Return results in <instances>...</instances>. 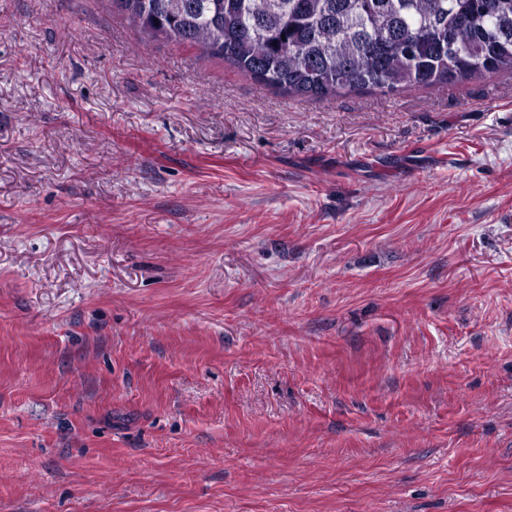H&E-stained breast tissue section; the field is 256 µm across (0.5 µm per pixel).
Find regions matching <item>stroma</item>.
I'll return each instance as SVG.
<instances>
[{
	"label": "stroma",
	"instance_id": "obj_1",
	"mask_svg": "<svg viewBox=\"0 0 512 512\" xmlns=\"http://www.w3.org/2000/svg\"><path fill=\"white\" fill-rule=\"evenodd\" d=\"M0 512H512V74L293 97L0 0Z\"/></svg>",
	"mask_w": 512,
	"mask_h": 512
}]
</instances>
